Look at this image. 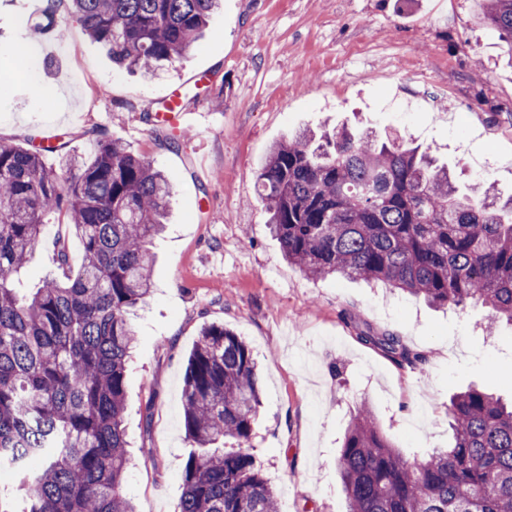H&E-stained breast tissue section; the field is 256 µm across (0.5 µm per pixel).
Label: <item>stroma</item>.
I'll return each instance as SVG.
<instances>
[{
	"label": "stroma",
	"instance_id": "stroma-1",
	"mask_svg": "<svg viewBox=\"0 0 512 512\" xmlns=\"http://www.w3.org/2000/svg\"><path fill=\"white\" fill-rule=\"evenodd\" d=\"M37 19L29 0H0V140L36 149L53 135L89 160L99 138H114L172 182L125 380L135 459L125 490L137 512L177 510L187 361L211 323L241 336L260 365L253 453L279 512H346L336 458L360 401L409 459L450 445L454 394L478 387L512 401V326L486 333L478 304L435 307L305 276L284 259L255 188L275 144L348 125L400 132L435 147L458 184L512 193V62L473 0H222L192 50L151 75L118 68L72 14L58 15L56 49L29 32ZM175 86L207 120L176 131L171 147L155 115ZM47 221L27 288L54 270L58 243L71 271L82 263L66 219ZM367 328L397 334L427 364L397 366L356 339Z\"/></svg>",
	"mask_w": 512,
	"mask_h": 512
}]
</instances>
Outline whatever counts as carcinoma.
I'll use <instances>...</instances> for the list:
<instances>
[{
    "label": "carcinoma",
    "mask_w": 512,
    "mask_h": 512,
    "mask_svg": "<svg viewBox=\"0 0 512 512\" xmlns=\"http://www.w3.org/2000/svg\"><path fill=\"white\" fill-rule=\"evenodd\" d=\"M68 2L112 62L150 73L182 57L218 0H48L39 31ZM512 60V0H477ZM47 168L37 150L0 141V466L34 459L26 512H134L124 490L125 378L137 340L129 314L152 290L155 235L171 186L150 157L102 138L92 161L66 149ZM288 262L306 276L381 282L436 307L479 303L512 325V198L463 193L429 151L399 137L338 127L276 145L256 176ZM50 213L67 216L84 263L14 282ZM359 338L399 366L426 356L388 333ZM260 377L245 341L208 325L188 359L184 426L192 443L179 512H276L252 454ZM453 442L407 459L362 402L336 467L348 512H512V406L470 388L448 403Z\"/></svg>",
    "instance_id": "1"
}]
</instances>
